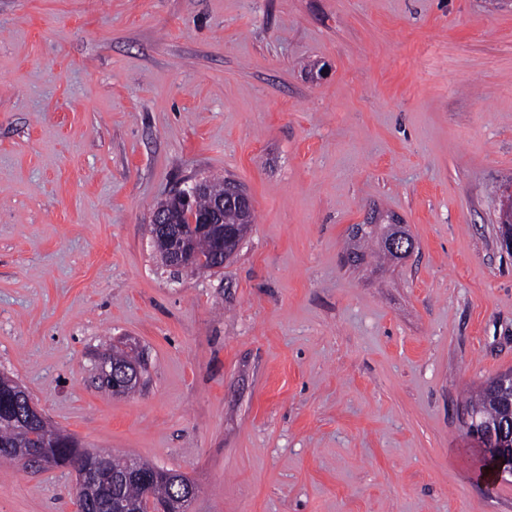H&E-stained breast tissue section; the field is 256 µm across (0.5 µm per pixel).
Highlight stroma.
<instances>
[{"label":"stroma","mask_w":512,"mask_h":512,"mask_svg":"<svg viewBox=\"0 0 512 512\" xmlns=\"http://www.w3.org/2000/svg\"><path fill=\"white\" fill-rule=\"evenodd\" d=\"M208 177L255 222L172 277L148 224ZM512 0H0V374L189 512H512L463 416L512 370ZM397 217L402 260H346ZM121 336L147 384L99 388ZM0 464V512H78Z\"/></svg>","instance_id":"35a3bbf8"}]
</instances>
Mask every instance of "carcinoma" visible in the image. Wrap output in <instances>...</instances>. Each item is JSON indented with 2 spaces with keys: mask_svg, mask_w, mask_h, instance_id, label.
<instances>
[{
  "mask_svg": "<svg viewBox=\"0 0 512 512\" xmlns=\"http://www.w3.org/2000/svg\"><path fill=\"white\" fill-rule=\"evenodd\" d=\"M397 234L392 224H371L363 229L360 240L381 243ZM195 249L199 257L197 264L185 267V271L195 272L201 269H213V244L209 237L196 238ZM512 393L493 382L478 391L470 402L471 409L484 423H495L504 419V407ZM28 396L20 394L16 388L5 383L0 384V460L9 462L14 458L4 452L6 448H37L43 457L51 458L54 464L77 469L94 468L105 455L83 448L79 442L52 427L46 420L31 416L27 410ZM111 476L99 479L92 484L76 485L75 496L80 512H107L115 497L121 498L128 512H137L143 508L146 497L156 503H163L179 491L175 479L180 474L164 471L151 486L143 489L141 483L127 471V460L114 458L110 461Z\"/></svg>",
  "mask_w": 512,
  "mask_h": 512,
  "instance_id": "1",
  "label": "carcinoma"
}]
</instances>
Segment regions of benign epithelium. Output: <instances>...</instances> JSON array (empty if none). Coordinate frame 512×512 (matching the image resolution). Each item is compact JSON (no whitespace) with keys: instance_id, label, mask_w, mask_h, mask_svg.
I'll use <instances>...</instances> for the list:
<instances>
[{"instance_id":"benign-epithelium-1","label":"benign epithelium","mask_w":512,"mask_h":512,"mask_svg":"<svg viewBox=\"0 0 512 512\" xmlns=\"http://www.w3.org/2000/svg\"><path fill=\"white\" fill-rule=\"evenodd\" d=\"M208 191L207 183L195 182L188 189L178 190L169 197V203L175 208L187 213L188 224L196 234H208L215 241L213 252L214 263L221 267L235 252L240 241L245 236L242 227L235 225L232 228L224 226V209L237 207L252 208L249 195L239 189H230L226 194L212 198L208 210H197L194 200ZM150 229L152 242L155 248L163 255L166 263L173 269L191 264L195 260L189 238L182 226L172 220L169 207L156 209L150 216ZM103 370L112 372V392L120 391L118 380L133 375L139 376L140 369L129 371L117 365L103 363ZM466 427L470 435L478 439L487 448L491 468L489 472H481L479 477L488 475L498 480L506 475L512 476V418L495 426L480 424L472 414H467Z\"/></svg>"}]
</instances>
